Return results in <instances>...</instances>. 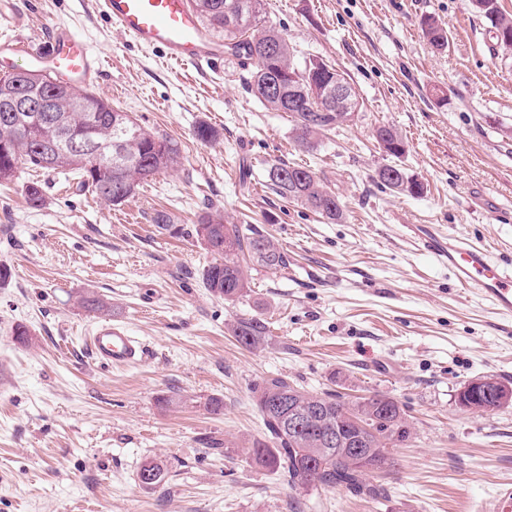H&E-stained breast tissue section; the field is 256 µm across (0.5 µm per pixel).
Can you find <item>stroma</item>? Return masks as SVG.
Segmentation results:
<instances>
[{
	"label": "stroma",
	"mask_w": 512,
	"mask_h": 512,
	"mask_svg": "<svg viewBox=\"0 0 512 512\" xmlns=\"http://www.w3.org/2000/svg\"><path fill=\"white\" fill-rule=\"evenodd\" d=\"M12 3L19 36L65 25L104 57L97 93L177 141L181 164L119 206L55 172L0 185V512H481L512 482V406L479 413L456 398L478 378L512 383V317L462 288L416 230L441 225L512 266V51L469 0H263V24L297 56L344 72L362 102L312 149L297 145L287 113L248 92L256 61L174 68L94 0ZM427 16L447 24L445 50L424 38ZM203 123L216 141L197 137ZM382 124L402 135L403 156L378 148ZM277 162L315 172L341 199L342 220L277 194L267 178ZM392 162L419 176L421 196L376 185ZM31 180L44 188L38 208L24 198ZM209 207L268 235L291 266H252L236 302L211 293L212 256L193 233ZM159 210L178 234L158 231ZM86 293L111 302L145 362L111 368L89 356L102 318L79 306ZM251 317L265 325L254 350L233 332ZM276 375L314 394L382 391L400 403L414 429L384 497L306 495L249 464L265 438L252 387ZM213 396L224 401L217 414L204 407ZM148 457L168 471L153 489L137 478Z\"/></svg>",
	"instance_id": "1"
}]
</instances>
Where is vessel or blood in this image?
Wrapping results in <instances>:
<instances>
[{
    "label": "vessel or blood",
    "instance_id": "1",
    "mask_svg": "<svg viewBox=\"0 0 512 512\" xmlns=\"http://www.w3.org/2000/svg\"><path fill=\"white\" fill-rule=\"evenodd\" d=\"M113 27L142 47L159 50L168 60L195 67H216L224 59V44L210 37L189 0H95ZM0 53H22L39 68L82 84L96 81L103 72L102 58L74 31L58 27L44 42L11 37L0 43ZM425 248L448 263L449 271L465 288L477 291L504 316L512 317V267L495 262L487 249L457 237L441 239L425 228ZM89 349L104 366H129L146 356L143 343L120 323L96 325Z\"/></svg>",
    "mask_w": 512,
    "mask_h": 512
}]
</instances>
